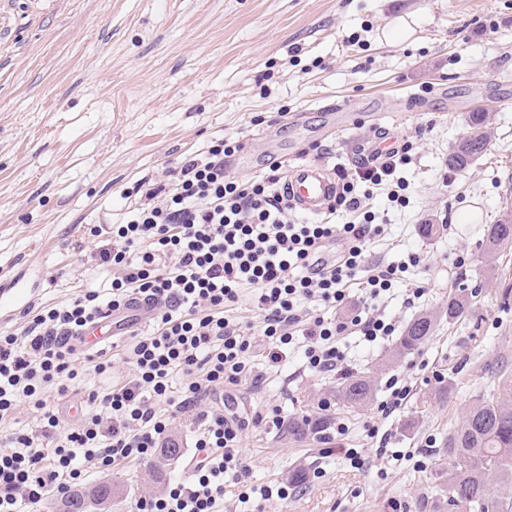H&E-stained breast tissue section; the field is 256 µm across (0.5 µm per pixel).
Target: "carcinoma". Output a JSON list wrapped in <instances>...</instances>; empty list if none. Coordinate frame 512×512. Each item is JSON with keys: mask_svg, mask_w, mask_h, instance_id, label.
Here are the masks:
<instances>
[{"mask_svg": "<svg viewBox=\"0 0 512 512\" xmlns=\"http://www.w3.org/2000/svg\"><path fill=\"white\" fill-rule=\"evenodd\" d=\"M469 134L448 154L447 164L463 170L487 149L490 132L483 112L468 116ZM512 243V224H492L487 235V254L493 256ZM470 296L463 285L448 295V322L468 309ZM435 322L420 315L409 323L391 349V357L409 355L432 335ZM375 377L371 372L349 375L336 388V397L352 407H364L373 397ZM448 512H512V499L497 493L496 485L512 486V387L496 397L476 400L448 435ZM112 500V485L99 484L77 490L64 504L63 512H87V504Z\"/></svg>", "mask_w": 512, "mask_h": 512, "instance_id": "obj_1", "label": "carcinoma"}]
</instances>
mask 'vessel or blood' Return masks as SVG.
I'll use <instances>...</instances> for the list:
<instances>
[{
	"label": "vessel or blood",
	"mask_w": 512,
	"mask_h": 512,
	"mask_svg": "<svg viewBox=\"0 0 512 512\" xmlns=\"http://www.w3.org/2000/svg\"><path fill=\"white\" fill-rule=\"evenodd\" d=\"M281 190L294 209L308 216H318L328 210L339 191V185L334 172L323 164L302 162L287 172ZM155 308L153 301L135 295L119 309L102 310L81 331L78 337L80 348H93L108 338L135 333Z\"/></svg>",
	"instance_id": "b4317fda"
}]
</instances>
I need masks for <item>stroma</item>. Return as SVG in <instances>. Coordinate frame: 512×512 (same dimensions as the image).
I'll return each mask as SVG.
<instances>
[{
	"instance_id": "stroma-1",
	"label": "stroma",
	"mask_w": 512,
	"mask_h": 512,
	"mask_svg": "<svg viewBox=\"0 0 512 512\" xmlns=\"http://www.w3.org/2000/svg\"><path fill=\"white\" fill-rule=\"evenodd\" d=\"M490 98L501 105L487 114L485 153L447 171L469 113ZM336 105L352 115L341 128L326 117ZM413 134L410 204L369 251L387 261L423 254L407 281L426 294L411 306L395 296L385 313L401 329L423 313L438 316L437 327L398 360L391 342L366 349L348 338L350 372L376 370L380 385L354 409L336 399L340 374L297 362L267 368L263 318L244 293L232 315L263 378L226 392L250 473L225 483L224 512H445L436 489L445 436L474 399L512 383V245L491 259L483 250L488 226L512 217V0H0V288L18 282L29 293L25 308L0 311V332H21L38 310L87 286L106 287L87 226L121 222L144 202L128 188L167 181L212 140L241 139L257 164L230 158L225 169L250 179L306 161L350 169L377 137ZM463 209L478 210L479 223H458ZM424 224L437 232L423 236ZM461 282L475 295L450 323L440 313ZM393 376L410 393L385 418L378 407ZM325 401L347 427L330 442L293 440L268 422L316 418ZM168 439L179 458L91 467L83 486L113 485L108 512H135L139 498L183 477L196 454L193 413L178 416ZM346 448L363 466L344 458ZM318 467L322 477L288 499L249 492Z\"/></svg>"
}]
</instances>
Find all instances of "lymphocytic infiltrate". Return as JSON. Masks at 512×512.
Wrapping results in <instances>:
<instances>
[{"instance_id": "lymphocytic-infiltrate-1", "label": "lymphocytic infiltrate", "mask_w": 512, "mask_h": 512, "mask_svg": "<svg viewBox=\"0 0 512 512\" xmlns=\"http://www.w3.org/2000/svg\"><path fill=\"white\" fill-rule=\"evenodd\" d=\"M415 139L371 155L354 169L338 168L339 191L327 217L304 222L292 214L272 173L240 180L225 162L241 148L231 137L214 140L171 170L169 185L141 182L150 199L124 222L96 224L103 238L97 265L110 273L108 295L87 290L69 303L40 309L21 334L0 336V421L27 403L43 421L41 435L15 428L0 449V512H24L66 496L85 464L107 467L150 460L179 413H196L195 448L201 457L191 484L170 482L159 497L137 502L138 512H220L225 480L241 481L248 467L237 447L239 428L223 412L200 404L217 388L260 380L245 329L227 310L243 289L263 316L273 343L270 367L300 354L315 374L348 367L345 334L376 345L397 326L379 308L423 257L370 261L375 241L389 234V210L409 204L405 170ZM384 194L389 210L370 207ZM349 215L339 224L337 213ZM343 249L332 269L310 267L319 250ZM160 303L156 327L131 347L125 383L91 391L86 411L66 431L48 403L49 389L65 393L112 368L105 358H81L72 336L103 309L132 295Z\"/></svg>"}]
</instances>
